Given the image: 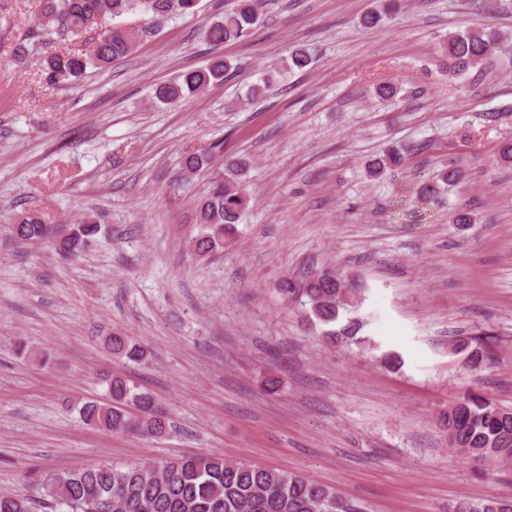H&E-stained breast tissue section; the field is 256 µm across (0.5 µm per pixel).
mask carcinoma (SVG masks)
Returning a JSON list of instances; mask_svg holds the SVG:
<instances>
[{"mask_svg":"<svg viewBox=\"0 0 512 512\" xmlns=\"http://www.w3.org/2000/svg\"><path fill=\"white\" fill-rule=\"evenodd\" d=\"M198 0H40L35 28L16 44L18 57L51 36L65 39L70 34L94 31L86 53L55 51L44 59L45 78L68 86L82 78L89 68L105 69L137 48V33L131 27L98 29L102 18L149 15L164 19L194 13ZM271 0H233L206 29L209 43L218 46L248 35L260 22ZM395 0H385L379 11L366 14L365 29H372L394 12ZM508 36L493 28H470L448 36L445 47L453 68L465 72L481 67L502 54ZM236 65L216 58L207 66L190 69L175 80L155 89L158 102L169 105L193 97L224 81ZM222 152L216 142L206 153L186 157L184 169L194 173L210 165L212 152ZM402 163L401 154L390 149L369 164V173L379 177ZM250 160L244 156L224 160L209 190L194 201L197 223L202 233L192 242L193 251L208 256L224 247L235 224L249 209L247 173ZM461 177V170L449 165L433 175L421 190L432 200L439 198L445 186ZM14 238L21 242L43 240L56 235V250L71 257L90 246L99 225L90 217L56 231L31 212L20 213L11 225ZM284 295L303 299L307 317L324 327L323 336L332 343L369 342L363 335L366 319L356 315L361 288L325 268L296 282L285 280ZM494 337L488 334L461 337L453 350L465 354L469 370H479L487 362ZM113 350L130 361L142 360L147 350L123 336L112 337ZM108 400L86 401L80 407L85 424L98 429L120 430L153 438L165 432L166 416L147 392L114 378L108 388ZM443 427L448 443L460 454L476 460L512 459V409H505L484 395L468 391L448 407ZM39 490L51 512H364L342 498L334 488L283 469L229 461L218 456H189L176 461L115 466L100 462L86 468L51 473L39 481ZM37 500L10 492H0V512H34ZM457 512H512V498L490 499L480 505L464 503Z\"/></svg>","mask_w":512,"mask_h":512,"instance_id":"carcinoma-1","label":"carcinoma"}]
</instances>
